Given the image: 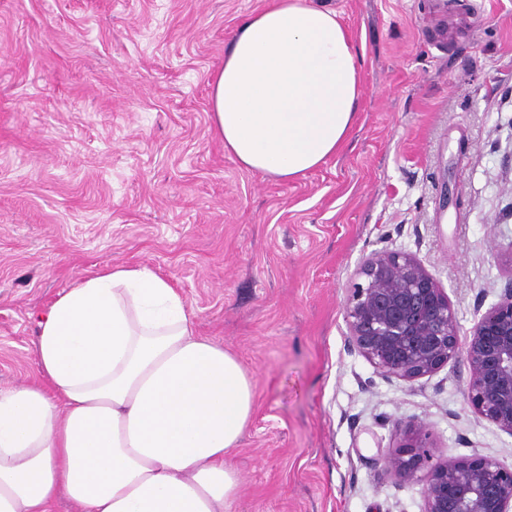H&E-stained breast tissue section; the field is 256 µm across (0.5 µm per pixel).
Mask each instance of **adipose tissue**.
Masks as SVG:
<instances>
[{"instance_id": "ef3b65f1", "label": "adipose tissue", "mask_w": 512, "mask_h": 512, "mask_svg": "<svg viewBox=\"0 0 512 512\" xmlns=\"http://www.w3.org/2000/svg\"><path fill=\"white\" fill-rule=\"evenodd\" d=\"M211 122L239 166L283 181L354 128L359 59L334 9L270 0L238 27L211 81ZM40 385L0 388V512H229L225 457L254 408L241 362L196 335L146 267L76 280L37 322Z\"/></svg>"}]
</instances>
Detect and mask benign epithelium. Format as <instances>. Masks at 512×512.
Segmentation results:
<instances>
[{
	"mask_svg": "<svg viewBox=\"0 0 512 512\" xmlns=\"http://www.w3.org/2000/svg\"><path fill=\"white\" fill-rule=\"evenodd\" d=\"M355 276L361 282L345 307L349 347L383 377L407 382L464 358L468 404L512 436V284L463 339L448 295L414 255L375 251ZM429 458L420 428L382 454L389 475L422 483L421 512H512V468L497 458L474 454L426 468Z\"/></svg>",
	"mask_w": 512,
	"mask_h": 512,
	"instance_id": "benign-epithelium-1",
	"label": "benign epithelium"
}]
</instances>
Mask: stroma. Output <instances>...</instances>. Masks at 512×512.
Returning <instances> with one entry per match:
<instances>
[{
	"instance_id": "1",
	"label": "stroma",
	"mask_w": 512,
	"mask_h": 512,
	"mask_svg": "<svg viewBox=\"0 0 512 512\" xmlns=\"http://www.w3.org/2000/svg\"><path fill=\"white\" fill-rule=\"evenodd\" d=\"M267 0H0V388L42 382L39 315L106 264L166 276L197 335L242 363L254 409L231 512H421L381 450L512 467V435L451 359L383 378L346 341L354 272L416 255L461 336L512 284V0H322L354 36L346 146L307 176L241 169L210 81Z\"/></svg>"
}]
</instances>
